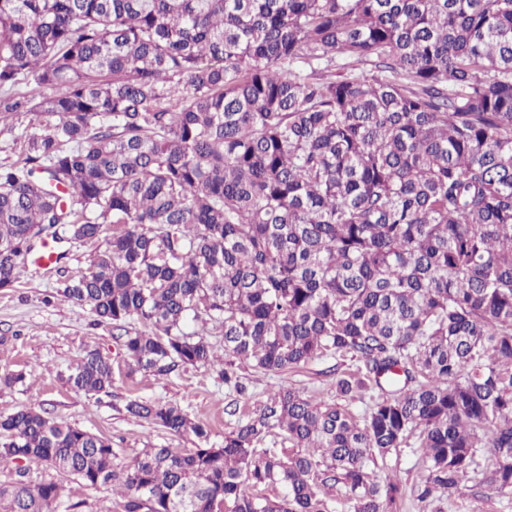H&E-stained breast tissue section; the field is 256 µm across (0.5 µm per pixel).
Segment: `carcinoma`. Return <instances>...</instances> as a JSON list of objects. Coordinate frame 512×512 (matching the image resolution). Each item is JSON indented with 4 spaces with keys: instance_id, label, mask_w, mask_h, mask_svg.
<instances>
[{
    "instance_id": "obj_1",
    "label": "carcinoma",
    "mask_w": 512,
    "mask_h": 512,
    "mask_svg": "<svg viewBox=\"0 0 512 512\" xmlns=\"http://www.w3.org/2000/svg\"><path fill=\"white\" fill-rule=\"evenodd\" d=\"M28 115L0 165L1 290L44 234L102 239L62 296L137 370L217 365L241 395L242 362L328 353L355 362L338 398H375L358 419L280 388L219 443L134 399L197 443L121 467L20 409L0 458L58 479L0 484V512H73L70 480L112 485L117 512H335L333 488L388 512L370 465L416 431L419 500L478 470L512 493V0H0V127ZM202 313L221 356L184 331ZM68 383L105 392L112 363L90 350Z\"/></svg>"
}]
</instances>
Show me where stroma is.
Listing matches in <instances>:
<instances>
[{
  "instance_id": "obj_1",
  "label": "stroma",
  "mask_w": 512,
  "mask_h": 512,
  "mask_svg": "<svg viewBox=\"0 0 512 512\" xmlns=\"http://www.w3.org/2000/svg\"><path fill=\"white\" fill-rule=\"evenodd\" d=\"M104 247L103 241L62 240L56 248L62 259L56 268L37 265L33 255L20 263L18 281L9 291L0 290V377L24 373V382L0 384V415L33 407L46 416L94 434L108 437L115 465L124 466L149 446L193 447L194 436L178 438L146 420L130 416V400L169 402L193 419L206 423L212 441L224 434L280 387H293L314 401L340 403L364 416L369 398L338 401L333 388L334 369H346L349 359L327 355L304 366L282 372H265L244 363L240 366L248 393L228 392L217 370L187 367L167 377L134 370L112 327L97 325L94 315L65 299L63 280L86 268ZM99 350L113 367L109 392L95 397L75 393L67 378L85 352ZM380 481L394 480L400 495L394 512H512V494H501L484 484L481 475H469L450 492L422 501L417 488L425 477L424 454L417 437H410L400 453L378 462Z\"/></svg>"
}]
</instances>
